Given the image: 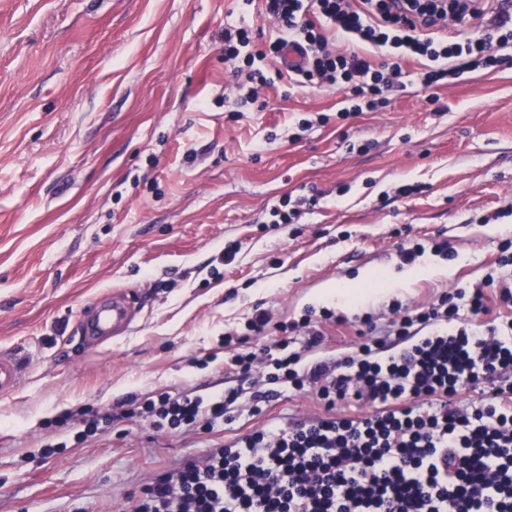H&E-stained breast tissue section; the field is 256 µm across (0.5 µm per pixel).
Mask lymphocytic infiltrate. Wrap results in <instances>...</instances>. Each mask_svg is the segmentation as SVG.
Returning a JSON list of instances; mask_svg holds the SVG:
<instances>
[{"label":"lymphocytic infiltrate","mask_w":512,"mask_h":512,"mask_svg":"<svg viewBox=\"0 0 512 512\" xmlns=\"http://www.w3.org/2000/svg\"><path fill=\"white\" fill-rule=\"evenodd\" d=\"M264 2L277 32L263 45L246 22L224 26V64L251 104L277 76L292 90L346 89L345 117L376 111L412 61L427 87L512 62L506 0ZM449 18L460 27L447 36ZM369 45L386 49L385 58L372 60ZM291 49L299 60L287 61ZM460 309L449 295L415 314L394 308V339L368 340L339 365L307 359L322 334L304 319L306 342L276 340L266 390L152 391L119 415H93L77 438L119 418L213 434L242 411L259 415L271 398L311 387L325 414L273 419L212 445L151 479L132 512H512V390L456 402L480 378L512 370V333H477L462 325ZM353 402L370 412L335 415L336 405Z\"/></svg>","instance_id":"obj_1"}]
</instances>
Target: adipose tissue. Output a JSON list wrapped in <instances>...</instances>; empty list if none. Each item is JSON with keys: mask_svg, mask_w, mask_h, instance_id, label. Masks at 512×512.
<instances>
[{"mask_svg": "<svg viewBox=\"0 0 512 512\" xmlns=\"http://www.w3.org/2000/svg\"><path fill=\"white\" fill-rule=\"evenodd\" d=\"M438 270L430 264L417 265L399 275H392L386 269L372 268L365 270L362 277L355 283L334 282L321 288L316 298L321 302H336L354 306L360 304L373 292H398L405 285L419 277L437 275Z\"/></svg>", "mask_w": 512, "mask_h": 512, "instance_id": "1", "label": "adipose tissue"}]
</instances>
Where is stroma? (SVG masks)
<instances>
[{
	"label": "stroma",
	"mask_w": 512,
	"mask_h": 512,
	"mask_svg": "<svg viewBox=\"0 0 512 512\" xmlns=\"http://www.w3.org/2000/svg\"><path fill=\"white\" fill-rule=\"evenodd\" d=\"M240 8L0 0V350L28 357L0 396V512H127L149 479L205 456L209 437L123 420L79 442L80 411L237 385L225 334L246 335L264 309L266 335L245 345L259 351L322 310L325 284L405 270L406 239H446L453 258L433 261L452 275L335 307L311 358L356 355L369 329L387 334L393 303L512 284V67L396 88L379 111L346 117L343 90L279 80L264 110L244 109L224 65V18ZM284 198L301 215L278 224ZM116 291L130 328L89 343L88 306ZM322 412L315 393L290 392L234 428Z\"/></svg>",
	"instance_id": "35a3bbf8"
}]
</instances>
